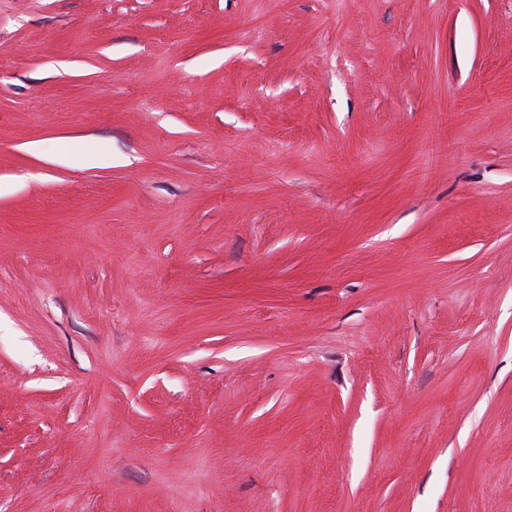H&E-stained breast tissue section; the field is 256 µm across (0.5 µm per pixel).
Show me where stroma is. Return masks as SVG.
I'll return each instance as SVG.
<instances>
[{"label":"stroma","instance_id":"obj_1","mask_svg":"<svg viewBox=\"0 0 512 512\" xmlns=\"http://www.w3.org/2000/svg\"><path fill=\"white\" fill-rule=\"evenodd\" d=\"M0 512H512V0H0Z\"/></svg>","mask_w":512,"mask_h":512}]
</instances>
